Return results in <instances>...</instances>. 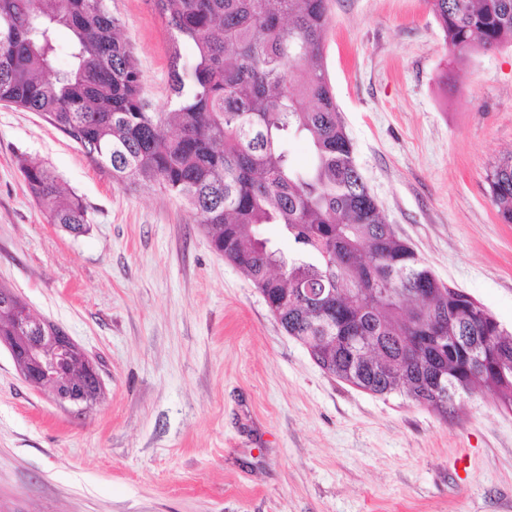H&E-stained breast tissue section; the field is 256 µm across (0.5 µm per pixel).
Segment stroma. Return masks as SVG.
<instances>
[{
	"mask_svg": "<svg viewBox=\"0 0 512 512\" xmlns=\"http://www.w3.org/2000/svg\"><path fill=\"white\" fill-rule=\"evenodd\" d=\"M168 108L153 0H108ZM328 77L356 162L435 276L512 327V224L487 176L512 154V46L455 62L424 0H330ZM47 163L93 222L27 189ZM0 283L99 362L82 415L0 347V512H512V411L442 416L325 373L186 202L116 184L40 115L0 104ZM19 169L28 190L51 224L73 234L85 232L88 224H92L87 205L75 194L65 195L58 177L44 162L22 155Z\"/></svg>",
	"mask_w": 512,
	"mask_h": 512,
	"instance_id": "obj_1",
	"label": "stroma"
}]
</instances>
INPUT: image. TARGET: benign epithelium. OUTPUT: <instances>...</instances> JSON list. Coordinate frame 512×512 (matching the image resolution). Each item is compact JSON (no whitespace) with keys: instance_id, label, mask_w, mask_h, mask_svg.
<instances>
[{"instance_id":"benign-epithelium-1","label":"benign epithelium","mask_w":512,"mask_h":512,"mask_svg":"<svg viewBox=\"0 0 512 512\" xmlns=\"http://www.w3.org/2000/svg\"><path fill=\"white\" fill-rule=\"evenodd\" d=\"M4 304L11 307L18 318L24 322L26 335L0 336V346L9 351L20 374L28 384L34 387H50L71 365L81 348L65 333L50 337L47 347L36 345L31 334L42 327V323L33 318L29 306L5 297Z\"/></svg>"}]
</instances>
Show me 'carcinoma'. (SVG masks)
I'll list each match as a JSON object with an SVG mask.
<instances>
[{"label":"carcinoma","mask_w":512,"mask_h":512,"mask_svg":"<svg viewBox=\"0 0 512 512\" xmlns=\"http://www.w3.org/2000/svg\"><path fill=\"white\" fill-rule=\"evenodd\" d=\"M425 3L456 60L512 46V0ZM156 4L172 35L168 111L151 109L107 0H0V102L44 116L115 182L183 198L329 375L442 416L476 392L512 410V331L435 277L355 163L323 55L329 0ZM291 137L308 142L305 168L289 156ZM19 169L50 223L87 230V205L44 162L22 155ZM488 184L499 221L512 224V155ZM266 224L280 226L289 253ZM96 386L76 359L55 389Z\"/></svg>","instance_id":"obj_1"}]
</instances>
